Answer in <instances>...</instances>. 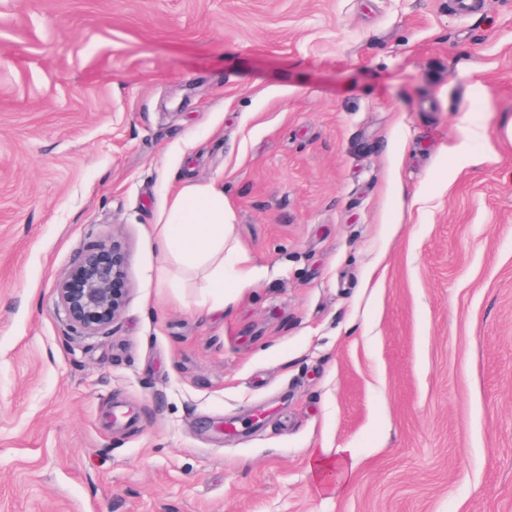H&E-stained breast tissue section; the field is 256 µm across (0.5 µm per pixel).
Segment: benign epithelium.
I'll return each instance as SVG.
<instances>
[{
	"instance_id": "1",
	"label": "benign epithelium",
	"mask_w": 512,
	"mask_h": 512,
	"mask_svg": "<svg viewBox=\"0 0 512 512\" xmlns=\"http://www.w3.org/2000/svg\"><path fill=\"white\" fill-rule=\"evenodd\" d=\"M127 266V252L103 242L56 283L58 303L76 332L95 334L120 317L129 294Z\"/></svg>"
}]
</instances>
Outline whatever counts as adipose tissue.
Here are the masks:
<instances>
[{
  "label": "adipose tissue",
  "mask_w": 512,
  "mask_h": 512,
  "mask_svg": "<svg viewBox=\"0 0 512 512\" xmlns=\"http://www.w3.org/2000/svg\"><path fill=\"white\" fill-rule=\"evenodd\" d=\"M232 209L219 181L181 187L168 200L153 241L165 258L158 272L161 282H177L178 272L202 274L210 311L224 309L229 288H248L260 276L247 257L229 242Z\"/></svg>",
  "instance_id": "adipose-tissue-1"
}]
</instances>
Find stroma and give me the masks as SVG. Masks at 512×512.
Listing matches in <instances>:
<instances>
[{
    "mask_svg": "<svg viewBox=\"0 0 512 512\" xmlns=\"http://www.w3.org/2000/svg\"><path fill=\"white\" fill-rule=\"evenodd\" d=\"M213 179L217 313L151 238ZM0 512H512V0H0ZM127 252L115 241L82 255L55 285L57 300L71 327L92 335L116 321L129 294ZM355 450L353 448H340L336 451V463L322 450L316 452L309 461L308 471L315 482L322 485L324 479L331 473L334 466L340 470L342 483H347L355 469Z\"/></svg>",
    "mask_w": 512,
    "mask_h": 512,
    "instance_id": "stroma-1",
    "label": "stroma"
}]
</instances>
